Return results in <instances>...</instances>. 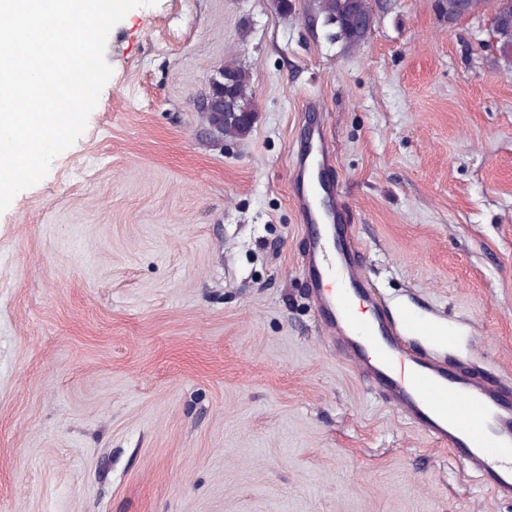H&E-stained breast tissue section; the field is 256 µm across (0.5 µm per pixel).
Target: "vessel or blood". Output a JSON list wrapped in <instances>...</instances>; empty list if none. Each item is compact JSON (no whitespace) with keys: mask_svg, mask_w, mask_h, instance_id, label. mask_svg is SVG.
<instances>
[{"mask_svg":"<svg viewBox=\"0 0 512 512\" xmlns=\"http://www.w3.org/2000/svg\"><path fill=\"white\" fill-rule=\"evenodd\" d=\"M327 160L319 127L309 126L298 155L297 199L310 241L305 266L323 328L407 420L475 466L495 495L512 499V378L488 381L412 347L409 337L432 329L426 315L362 318L363 304L376 294L362 265L333 245L336 215L317 205L309 182Z\"/></svg>","mask_w":512,"mask_h":512,"instance_id":"vessel-or-blood-1","label":"vessel or blood"}]
</instances>
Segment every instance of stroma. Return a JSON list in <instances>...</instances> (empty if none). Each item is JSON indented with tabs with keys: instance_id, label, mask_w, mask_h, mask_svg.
<instances>
[{
	"instance_id": "1",
	"label": "stroma",
	"mask_w": 512,
	"mask_h": 512,
	"mask_svg": "<svg viewBox=\"0 0 512 512\" xmlns=\"http://www.w3.org/2000/svg\"><path fill=\"white\" fill-rule=\"evenodd\" d=\"M158 0L110 31L82 136L0 213V512H512L333 346L303 269V131L390 317L512 375V66L486 18L371 0ZM252 75L249 134L196 108ZM318 9L331 29L329 38L341 39L351 47L367 39L375 22L369 0H319Z\"/></svg>"
}]
</instances>
